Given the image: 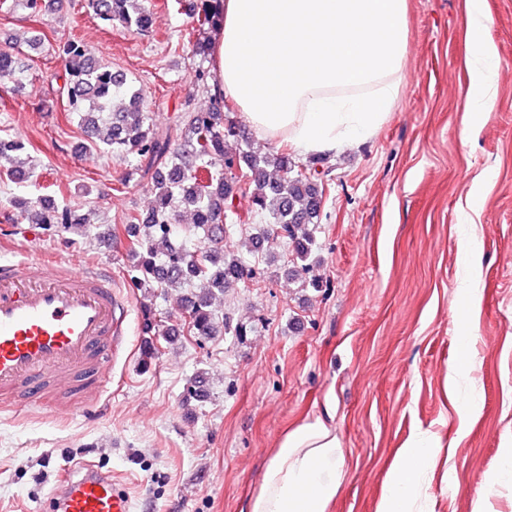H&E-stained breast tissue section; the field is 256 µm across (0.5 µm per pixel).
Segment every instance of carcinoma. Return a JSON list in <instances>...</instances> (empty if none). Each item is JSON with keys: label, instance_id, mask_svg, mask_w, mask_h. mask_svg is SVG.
I'll return each instance as SVG.
<instances>
[{"label": "carcinoma", "instance_id": "carcinoma-1", "mask_svg": "<svg viewBox=\"0 0 512 512\" xmlns=\"http://www.w3.org/2000/svg\"><path fill=\"white\" fill-rule=\"evenodd\" d=\"M91 16L116 22L146 35L151 32L152 13L141 0H83ZM202 31L213 30L223 22L220 0H197L190 4ZM64 63L63 84L59 86L66 111L78 125L95 135L99 149L115 158L132 155L134 171L154 192L155 205L138 224H127L132 259L131 280L137 288H177L188 286L198 291L184 308L189 331L207 338L215 334L218 317L213 299L232 282L253 278L258 273L255 256L257 241L263 236H247L238 252L224 251L217 229L231 228L226 223L232 211V197L248 198L256 210L273 219L275 232L291 247L292 259L285 266L287 277L306 288H318L310 277L309 258L315 241L312 226L319 222L323 189L311 178L294 171L292 157L285 151L256 155L229 153L226 141L237 136L238 123L224 111V98H212L208 112H186L180 116L183 135L174 137L150 129L139 89L112 68L89 56L84 46L70 40L61 48ZM30 69L25 52L0 51V81L20 86ZM211 69L199 64L190 74V83L206 89ZM23 150L17 139L0 138V165L12 174L25 175L16 167V153ZM32 224H81L84 219L68 205H55L42 197H17L12 200ZM188 209L195 229L203 233L208 245L190 251L169 244L176 215ZM166 264L170 276H155L159 263Z\"/></svg>", "mask_w": 512, "mask_h": 512}]
</instances>
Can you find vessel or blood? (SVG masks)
<instances>
[{
  "mask_svg": "<svg viewBox=\"0 0 512 512\" xmlns=\"http://www.w3.org/2000/svg\"><path fill=\"white\" fill-rule=\"evenodd\" d=\"M126 316L103 259L1 258L0 398L60 413L85 407L123 346ZM52 498L58 512H132L111 472L90 465L68 468Z\"/></svg>",
  "mask_w": 512,
  "mask_h": 512,
  "instance_id": "b4317fda",
  "label": "vessel or blood"
}]
</instances>
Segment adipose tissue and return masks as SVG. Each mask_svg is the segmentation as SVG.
Segmentation results:
<instances>
[{"label":"adipose tissue","instance_id":"adipose-tissue-1","mask_svg":"<svg viewBox=\"0 0 512 512\" xmlns=\"http://www.w3.org/2000/svg\"><path fill=\"white\" fill-rule=\"evenodd\" d=\"M223 16L212 41L216 91L264 138L332 151L386 118L401 88L407 0H223ZM492 57L475 43L469 73L482 110L494 102ZM434 448L420 438L400 449L375 512H412ZM344 477L331 419L304 421L281 438L249 512H328Z\"/></svg>","mask_w":512,"mask_h":512}]
</instances>
